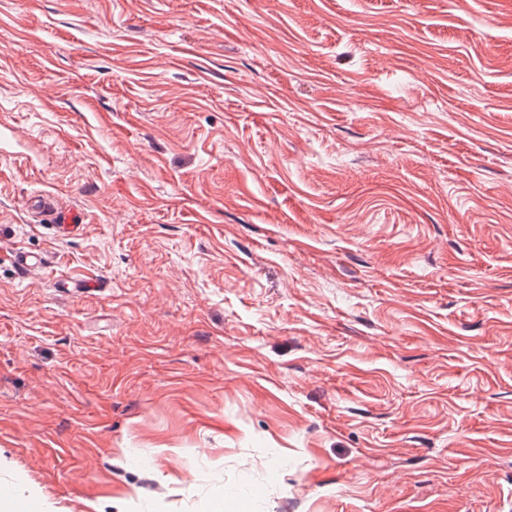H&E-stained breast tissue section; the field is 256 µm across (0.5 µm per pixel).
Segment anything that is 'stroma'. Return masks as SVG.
I'll return each instance as SVG.
<instances>
[{
    "label": "stroma",
    "instance_id": "35a3bbf8",
    "mask_svg": "<svg viewBox=\"0 0 512 512\" xmlns=\"http://www.w3.org/2000/svg\"><path fill=\"white\" fill-rule=\"evenodd\" d=\"M1 486L512 512V0H0Z\"/></svg>",
    "mask_w": 512,
    "mask_h": 512
}]
</instances>
